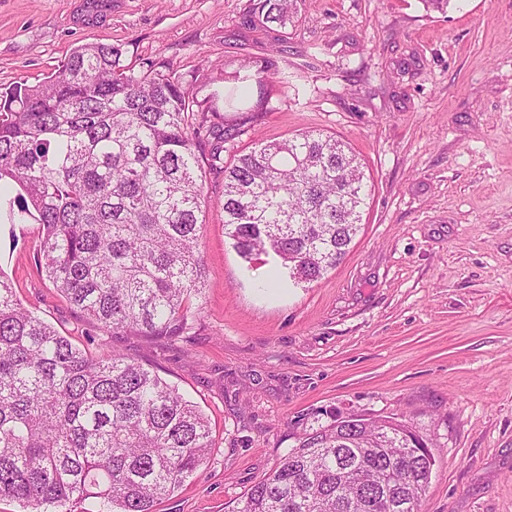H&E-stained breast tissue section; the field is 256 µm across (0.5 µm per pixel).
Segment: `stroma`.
<instances>
[{"instance_id":"stroma-1","label":"stroma","mask_w":512,"mask_h":512,"mask_svg":"<svg viewBox=\"0 0 512 512\" xmlns=\"http://www.w3.org/2000/svg\"><path fill=\"white\" fill-rule=\"evenodd\" d=\"M0 0V85H34L77 46L119 47L224 87L266 69L229 162L303 131L363 159L372 192L349 254L267 290L224 233V172L203 184L201 312L170 341L107 334L39 267L42 227L0 220V271L79 348L143 361L207 416L197 476L156 512H235L301 437L335 416L403 417L431 438L423 512H512V0ZM257 7L258 17L262 18V23L279 22L284 23L289 20L294 13V5L297 0H260Z\"/></svg>"}]
</instances>
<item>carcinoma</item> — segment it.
<instances>
[{
  "mask_svg": "<svg viewBox=\"0 0 512 512\" xmlns=\"http://www.w3.org/2000/svg\"><path fill=\"white\" fill-rule=\"evenodd\" d=\"M297 0H261L283 23ZM120 49L86 43L42 82L0 88V187L8 220L42 226L49 281L106 332L176 339L205 282L202 181L222 142L201 132L219 92ZM369 185L343 141L304 131L224 166V231L249 264L296 283L324 277L357 236ZM431 438L397 417L306 434L236 512H421ZM210 422L176 387L122 355L94 356L24 306L0 272V498L26 512H156L208 461Z\"/></svg>",
  "mask_w": 512,
  "mask_h": 512,
  "instance_id": "cac0c4a2",
  "label": "carcinoma"
}]
</instances>
